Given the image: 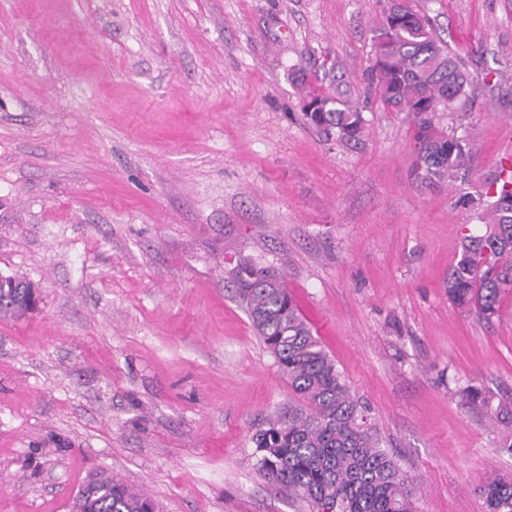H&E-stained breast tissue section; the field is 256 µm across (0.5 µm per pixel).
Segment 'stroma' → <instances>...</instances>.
<instances>
[{"label":"stroma","mask_w":512,"mask_h":512,"mask_svg":"<svg viewBox=\"0 0 512 512\" xmlns=\"http://www.w3.org/2000/svg\"><path fill=\"white\" fill-rule=\"evenodd\" d=\"M383 0H0V274L39 308L0 315V512H73L109 473L157 512H314L253 433L297 397L226 281L282 270L370 409L416 512H484L512 481V295L448 301L473 211L416 172L411 114L368 93ZM467 73L434 129L468 136L462 189L512 156V0H409ZM302 68L362 109L360 140L301 119ZM488 512H512V481L492 479L481 487Z\"/></svg>","instance_id":"1"}]
</instances>
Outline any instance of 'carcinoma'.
Instances as JSON below:
<instances>
[{
    "label": "carcinoma",
    "instance_id": "carcinoma-1",
    "mask_svg": "<svg viewBox=\"0 0 512 512\" xmlns=\"http://www.w3.org/2000/svg\"><path fill=\"white\" fill-rule=\"evenodd\" d=\"M376 56L368 70L369 86L386 108L412 112L417 168L422 180L465 183L472 143L465 137L438 135L432 116L453 109L468 76L436 36L429 19L408 0L383 6L373 29ZM296 78L306 121L342 143L360 139L362 110L341 95H331ZM490 200L467 193L455 204L470 207L484 225L481 234H462L459 259L448 270V299L460 310L489 321L512 294V170L499 166L489 183ZM235 296L266 349L274 358L298 404L256 431L261 469L270 480L311 501L316 512H414L409 479L382 449V438L368 421L367 407L350 390L343 373L301 316L278 271L249 258L228 270ZM0 288V313L21 318L35 284L14 275ZM465 403L489 407L481 390H460ZM86 512H153L150 497L110 475L83 490ZM487 512H512V481L492 479L481 487Z\"/></svg>",
    "mask_w": 512,
    "mask_h": 512
}]
</instances>
